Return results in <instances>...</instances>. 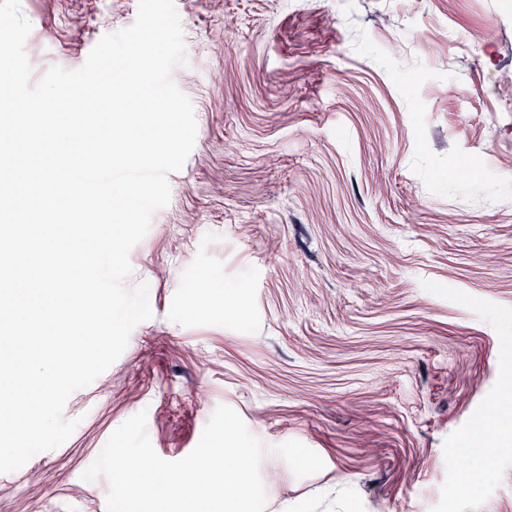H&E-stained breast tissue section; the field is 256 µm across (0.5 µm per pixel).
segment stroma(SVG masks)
<instances>
[{"label": "stroma", "mask_w": 512, "mask_h": 512, "mask_svg": "<svg viewBox=\"0 0 512 512\" xmlns=\"http://www.w3.org/2000/svg\"><path fill=\"white\" fill-rule=\"evenodd\" d=\"M174 2L198 132L129 254L153 316L0 512H99L119 425L176 461L222 405L265 512H512V0ZM21 9L36 83L138 0Z\"/></svg>", "instance_id": "35a3bbf8"}]
</instances>
